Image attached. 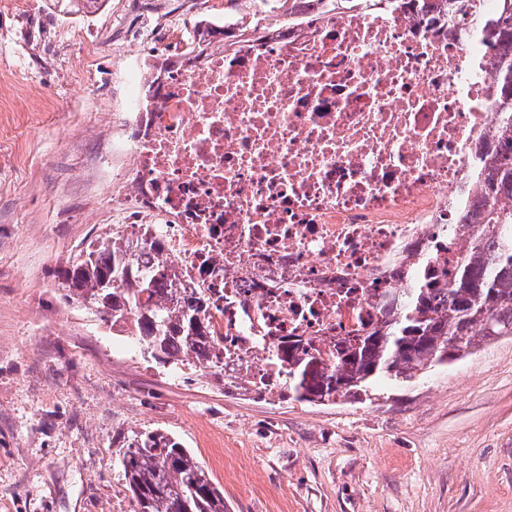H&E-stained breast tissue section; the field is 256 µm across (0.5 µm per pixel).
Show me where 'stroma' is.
<instances>
[{
	"label": "stroma",
	"mask_w": 512,
	"mask_h": 512,
	"mask_svg": "<svg viewBox=\"0 0 512 512\" xmlns=\"http://www.w3.org/2000/svg\"><path fill=\"white\" fill-rule=\"evenodd\" d=\"M248 11L0 0V512H129L119 459L145 429L191 451L225 512H512V336L414 382L378 381L372 400L314 404L145 361L121 327L65 300L61 269L108 231L62 213L99 208L127 39L141 36L153 75L168 29Z\"/></svg>",
	"instance_id": "1"
}]
</instances>
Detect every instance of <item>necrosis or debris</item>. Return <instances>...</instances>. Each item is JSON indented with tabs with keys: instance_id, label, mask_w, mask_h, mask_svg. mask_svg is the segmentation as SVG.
<instances>
[{
	"instance_id": "necrosis-or-debris-1",
	"label": "necrosis or debris",
	"mask_w": 512,
	"mask_h": 512,
	"mask_svg": "<svg viewBox=\"0 0 512 512\" xmlns=\"http://www.w3.org/2000/svg\"><path fill=\"white\" fill-rule=\"evenodd\" d=\"M139 41L129 103L103 166L133 206L127 239L169 287L200 283L228 379L271 369L255 337L333 343L381 319L384 296L428 263L464 254L463 210L492 154L498 73L478 33L392 11L322 13L279 31L236 27L142 99ZM162 237L155 253L146 242Z\"/></svg>"
}]
</instances>
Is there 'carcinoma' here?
<instances>
[{
	"label": "carcinoma",
	"instance_id": "1",
	"mask_svg": "<svg viewBox=\"0 0 512 512\" xmlns=\"http://www.w3.org/2000/svg\"><path fill=\"white\" fill-rule=\"evenodd\" d=\"M480 0H434L435 20L461 28L480 15ZM207 33L224 32L198 21L187 32L189 51L200 57ZM484 39L499 47L501 80L495 100L498 140L491 171L473 201L482 211L467 253L450 280L421 267L403 297L386 302L382 321L324 354L298 340L270 347L273 373L237 388L259 395L274 390L297 401L332 402L369 396L381 379L409 382L436 365L456 360L483 342L512 336V211L485 206L512 197V0L484 21ZM66 298L88 302L102 321L125 327L156 363L178 367L186 358L224 377V346L210 336L207 289L188 284L176 305L168 301L165 273L138 265L119 227L90 243L62 270ZM133 512H224V491L173 435L159 429L136 433L120 461Z\"/></svg>",
	"mask_w": 512,
	"mask_h": 512
}]
</instances>
